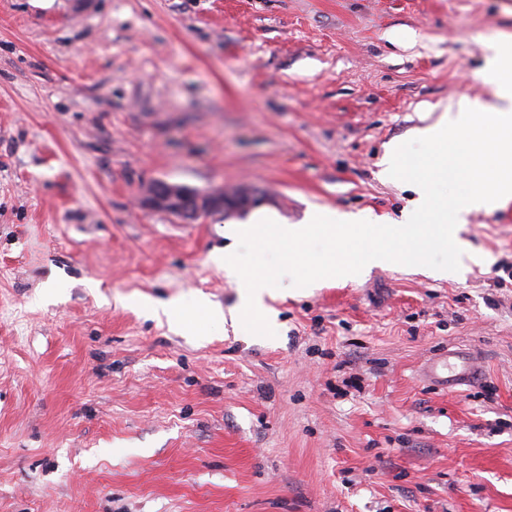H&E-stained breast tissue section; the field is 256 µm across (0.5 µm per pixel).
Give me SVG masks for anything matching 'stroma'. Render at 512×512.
I'll return each mask as SVG.
<instances>
[{
  "instance_id": "obj_1",
  "label": "stroma",
  "mask_w": 512,
  "mask_h": 512,
  "mask_svg": "<svg viewBox=\"0 0 512 512\" xmlns=\"http://www.w3.org/2000/svg\"><path fill=\"white\" fill-rule=\"evenodd\" d=\"M504 40L512 0H0V512H512V204L467 217L485 263L327 280L272 337L144 306H238L210 255L254 208L400 220L387 147ZM157 180L260 201L186 222Z\"/></svg>"
}]
</instances>
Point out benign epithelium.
Here are the masks:
<instances>
[{
    "label": "benign epithelium",
    "mask_w": 512,
    "mask_h": 512,
    "mask_svg": "<svg viewBox=\"0 0 512 512\" xmlns=\"http://www.w3.org/2000/svg\"><path fill=\"white\" fill-rule=\"evenodd\" d=\"M143 204L151 210L167 212L183 220H194L224 209V192H201L159 180L143 194Z\"/></svg>",
    "instance_id": "benign-epithelium-1"
}]
</instances>
